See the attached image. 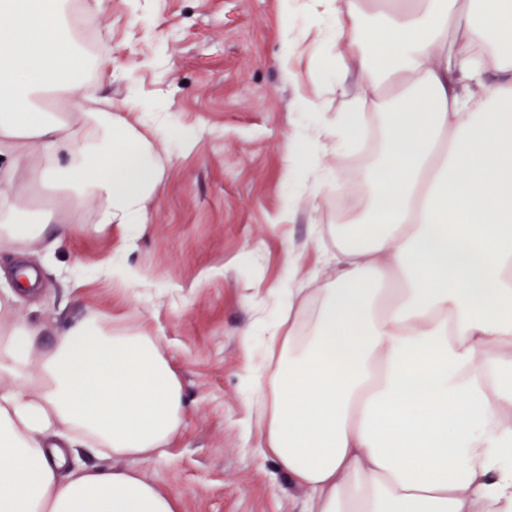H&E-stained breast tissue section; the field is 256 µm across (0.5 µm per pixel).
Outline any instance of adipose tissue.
Returning a JSON list of instances; mask_svg holds the SVG:
<instances>
[{
	"label": "adipose tissue",
	"mask_w": 512,
	"mask_h": 512,
	"mask_svg": "<svg viewBox=\"0 0 512 512\" xmlns=\"http://www.w3.org/2000/svg\"><path fill=\"white\" fill-rule=\"evenodd\" d=\"M281 2L324 39L352 34L325 65L344 110L310 104L297 180L312 198L365 104L386 120L366 192L336 195L355 216L331 226L335 253L311 273L289 255L288 321L267 325L266 358L246 356L267 408L255 451L306 493L303 512H512V0H380V26L364 0ZM66 4L0 0V247L52 221H21L31 152L71 185L67 208L135 228L172 135L159 115L147 137L98 108L45 110L88 65ZM16 301L0 293V512H175L136 471L67 466L76 446L148 458L174 438L181 389L155 341L91 315L36 363Z\"/></svg>",
	"instance_id": "ef3b65f1"
}]
</instances>
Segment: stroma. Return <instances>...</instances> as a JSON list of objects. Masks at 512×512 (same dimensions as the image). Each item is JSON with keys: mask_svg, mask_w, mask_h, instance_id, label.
<instances>
[{"mask_svg": "<svg viewBox=\"0 0 512 512\" xmlns=\"http://www.w3.org/2000/svg\"><path fill=\"white\" fill-rule=\"evenodd\" d=\"M98 20L104 54L78 82L79 102H106L126 122L160 104L174 132L156 150L159 180L137 232L92 225L83 212H59L67 234L47 231L0 251V283L33 268L40 289L23 294L20 319L38 328L33 360L73 323L96 314L113 331L152 337L175 371L182 425L162 457L114 458L79 448L87 468L136 470L173 496L176 512H301L304 494L270 459L255 455L256 417L246 403L243 333L261 345L264 322L280 317L277 290L289 247L305 269L333 250L338 224L333 183L356 187L378 151L371 139L330 160L325 201L314 207L289 177L316 113L322 58L333 44L307 37L288 59L284 28L305 30V14L282 13L280 0H78ZM297 198L292 217L287 199Z\"/></svg>", "mask_w": 512, "mask_h": 512, "instance_id": "stroma-1", "label": "stroma"}]
</instances>
